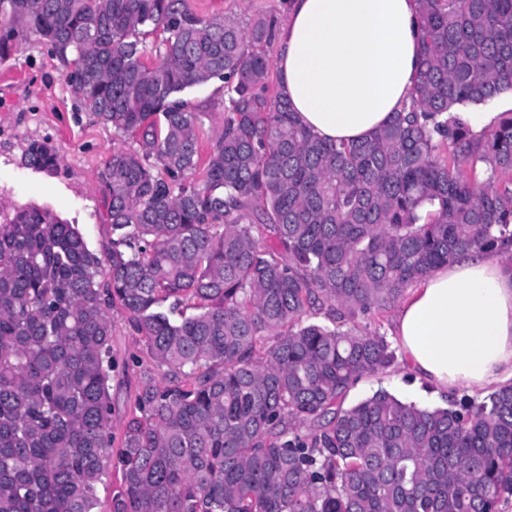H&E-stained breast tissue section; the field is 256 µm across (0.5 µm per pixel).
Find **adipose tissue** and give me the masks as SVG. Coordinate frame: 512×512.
<instances>
[{
	"instance_id": "adipose-tissue-1",
	"label": "adipose tissue",
	"mask_w": 512,
	"mask_h": 512,
	"mask_svg": "<svg viewBox=\"0 0 512 512\" xmlns=\"http://www.w3.org/2000/svg\"><path fill=\"white\" fill-rule=\"evenodd\" d=\"M279 95L322 139L369 137L408 101L415 0H289L276 29ZM405 368L445 392L512 381V269L470 253L422 276L394 323Z\"/></svg>"
}]
</instances>
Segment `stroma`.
Instances as JSON below:
<instances>
[{
    "label": "stroma",
    "instance_id": "35a3bbf8",
    "mask_svg": "<svg viewBox=\"0 0 512 512\" xmlns=\"http://www.w3.org/2000/svg\"><path fill=\"white\" fill-rule=\"evenodd\" d=\"M198 16L229 17L241 27L257 18L281 20L285 0H187ZM68 69L52 57L48 45L29 37L12 55L0 59V204H35L77 226L89 250L104 254L112 238L106 221L103 184L100 178L112 150L137 149L135 139L115 134L91 116L75 97L66 80ZM200 112L198 127L202 153H209L224 125V82L212 79L184 94ZM49 139L59 157V172L52 175L27 166L25 146ZM112 329V420L113 441H121L131 417L145 373L167 383L142 339L132 328L125 311L109 308ZM384 389L407 403L421 407H447L449 394L427 382H414L402 362L376 375L358 380L349 390L346 405H353Z\"/></svg>",
    "mask_w": 512,
    "mask_h": 512
}]
</instances>
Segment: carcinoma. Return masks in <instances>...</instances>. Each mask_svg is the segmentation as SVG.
Segmentation results:
<instances>
[{"label":"carcinoma","mask_w":512,"mask_h":512,"mask_svg":"<svg viewBox=\"0 0 512 512\" xmlns=\"http://www.w3.org/2000/svg\"><path fill=\"white\" fill-rule=\"evenodd\" d=\"M409 109L326 143L268 93L273 21L244 30L186 0H0V57L25 33L75 70L96 120L136 139L105 163L104 257L48 208L0 209V512H499L512 502V385L422 408L379 389L385 337L355 320L478 250L512 251V0H416ZM167 33L144 62L145 29ZM224 80L199 156L182 94ZM26 165L58 155L31 142ZM490 172L480 182L476 165ZM187 300L200 312L175 317ZM127 311L173 381L144 377L112 447L111 325ZM329 305L331 325L311 321ZM308 431L303 432L301 428ZM512 107V101L507 97L500 99L481 112H458L459 117L470 127L472 132L479 134L483 130L495 126L501 119V113Z\"/></svg>","instance_id":"1"}]
</instances>
